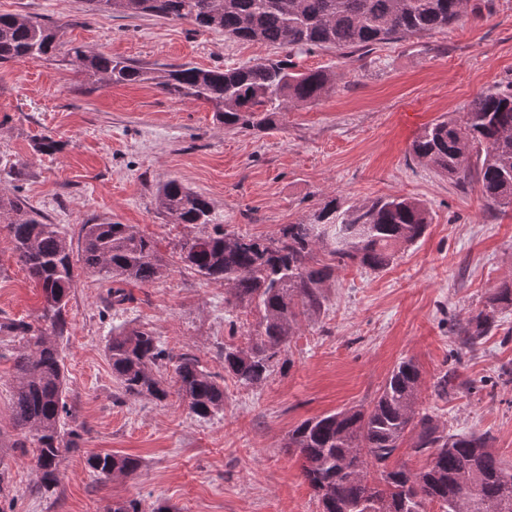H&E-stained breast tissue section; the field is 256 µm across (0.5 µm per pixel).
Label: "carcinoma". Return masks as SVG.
I'll return each instance as SVG.
<instances>
[{
    "label": "carcinoma",
    "mask_w": 512,
    "mask_h": 512,
    "mask_svg": "<svg viewBox=\"0 0 512 512\" xmlns=\"http://www.w3.org/2000/svg\"><path fill=\"white\" fill-rule=\"evenodd\" d=\"M93 11L127 16L147 14L186 20L239 40L277 45L289 52L334 48L352 52L397 37L448 28L465 16L467 0H86ZM62 26L0 13V64L18 59L53 60L62 46ZM89 84H149L162 94L212 106L224 127L266 131L276 116L313 103L336 87L331 69L296 72L287 59H262L236 67L201 69L186 64L147 67L80 46L68 50ZM410 153L437 173L458 181L476 180L482 198L493 206L512 205V89L478 95L460 118H443L413 140ZM157 197L173 224L214 225V232L181 244V259L207 281L230 288L234 303L261 314L259 329L245 347L224 346V373L243 385L269 377L293 335L298 316L321 311L323 285L332 264L380 271L395 260L398 248L419 240L430 224L429 209L404 196L380 197L362 205L326 198L311 222L285 224L275 238L229 233L215 223L210 202L177 179L159 186ZM0 224L12 250L42 290L45 328L23 321L0 326L17 332L26 352L17 356L18 380L12 415L23 440L35 445L34 463L45 490L57 486L63 451L81 439L83 425L64 428V362L56 341L62 337L65 308L74 282L73 247L60 224H48L18 196L0 193ZM323 249L328 264H313ZM82 265L118 284L112 296L126 299L120 285L151 283L166 271L152 238L132 224H85ZM512 307V287L490 296L470 320L474 343L494 322L498 309ZM112 376L124 396L163 400L168 391L157 367L169 355L155 336L123 329L109 340ZM178 391L192 414L207 418L224 407V386L185 352L175 365ZM420 370L403 360L367 410L337 411L302 421L288 447L302 459V475L322 512H512V472L489 449V437L450 433L428 409L418 407ZM413 437L411 450L428 457L412 471L390 459ZM89 469L107 476L131 475L133 457L92 454ZM377 476L370 477V471ZM113 512H169L144 508L131 500Z\"/></svg>",
    "instance_id": "obj_1"
}]
</instances>
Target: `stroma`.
I'll list each match as a JSON object with an SVG mask.
<instances>
[{
	"mask_svg": "<svg viewBox=\"0 0 512 512\" xmlns=\"http://www.w3.org/2000/svg\"><path fill=\"white\" fill-rule=\"evenodd\" d=\"M0 13L63 24L67 48L81 46L145 64L235 67L286 57L185 21L88 12L85 0H0ZM65 52L56 60L0 65V190L21 196L80 241L86 224H133L157 244L164 277L128 283L114 304L110 285L76 269L57 343L70 417L84 427L64 451L59 484L38 486L33 448H17L12 420L20 336L0 332V467L13 512H112L114 503L161 501L172 512H320L299 457L286 446L303 420L369 408L393 366L417 362L420 407L457 433L488 434L512 469V308L477 344L463 330L494 288L512 285V207L486 204L475 182L459 183L415 160L424 126L460 117L481 93L512 81V0H487L443 30L342 56L314 49L291 56L296 70L330 68L340 78L319 101L289 110L270 131L226 129L208 105L147 85H88ZM60 149L46 154L43 137ZM176 179L204 195L225 231L260 238L311 219L338 196L360 205L385 195L426 204L423 238L373 272L334 266L319 314L302 316L287 366L261 385L224 373V348L245 345L260 322L228 301L223 284L181 261L184 240L211 226L170 223L157 188ZM42 291L0 229V323L40 326ZM152 332L170 354L159 374L164 401L127 398L112 375L113 330ZM199 357L224 379L223 411L202 420L177 394L173 357ZM446 372V397L433 385ZM135 457L134 475L90 471V453Z\"/></svg>",
	"mask_w": 512,
	"mask_h": 512,
	"instance_id": "1",
	"label": "stroma"
}]
</instances>
